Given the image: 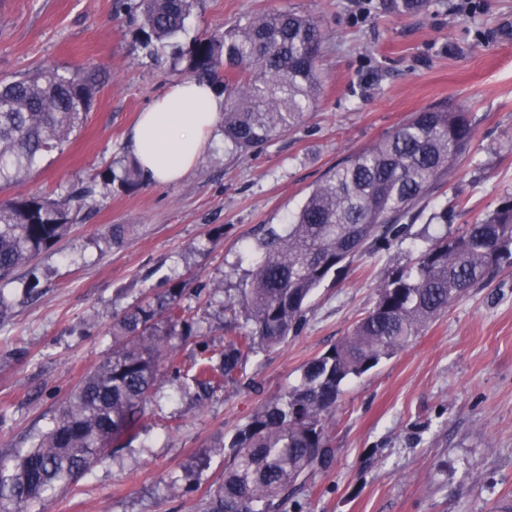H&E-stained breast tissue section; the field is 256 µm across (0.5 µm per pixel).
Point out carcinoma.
I'll return each instance as SVG.
<instances>
[{
	"label": "carcinoma",
	"instance_id": "1",
	"mask_svg": "<svg viewBox=\"0 0 512 512\" xmlns=\"http://www.w3.org/2000/svg\"><path fill=\"white\" fill-rule=\"evenodd\" d=\"M199 0H117L136 12L148 42L184 31ZM427 0H388L418 12ZM324 42L319 20L286 8L203 32L188 49L194 79L224 91V140L239 154L262 150L314 107ZM93 77L46 68L0 80V184L42 155L63 151L84 122ZM474 137L469 112L426 108L336 164L291 217L269 229L260 257L224 302V350L192 363L201 395L241 377L249 358L301 333L308 300L328 274L372 249L403 242ZM93 189L61 203L47 196L0 201V280L8 279L76 223ZM512 264V200L464 232L426 238L412 265L383 279L373 306L335 346L306 362L297 384L260 405L227 443L224 478L204 512H285L311 472L327 466L342 386L406 348L501 264ZM198 335L181 289L132 307L112 323V353L68 394L49 428L26 448L0 452V512H43L45 502L129 446L164 381L181 377L177 342Z\"/></svg>",
	"mask_w": 512,
	"mask_h": 512
}]
</instances>
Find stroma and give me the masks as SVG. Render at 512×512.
Masks as SVG:
<instances>
[{
	"label": "stroma",
	"mask_w": 512,
	"mask_h": 512,
	"mask_svg": "<svg viewBox=\"0 0 512 512\" xmlns=\"http://www.w3.org/2000/svg\"><path fill=\"white\" fill-rule=\"evenodd\" d=\"M113 0H0V79L45 67L93 73L94 105L63 151L42 156L0 200L92 186L83 219L0 282V451L45 429L69 392L112 351V322L170 288L214 349L224 300L252 270L265 230L288 216L346 155L444 102L467 109L468 152L429 200L411 238L355 259L314 292L301 334L250 357L244 379L206 398L163 385L138 439L46 503L44 512H203L224 476L214 443L296 382L372 307L380 281L412 262L424 234H453L512 198V0H431L401 14L382 0H200L184 32L146 44L139 17ZM284 7L322 19L316 109L254 155L216 131L179 182L129 190L138 115L193 68L203 31ZM129 232L112 243L113 225ZM38 284L26 294L30 279ZM335 454L298 494L308 512H489L512 496V265L451 306L413 342L344 386L331 431ZM179 489H170L171 479Z\"/></svg>",
	"instance_id": "stroma-1"
}]
</instances>
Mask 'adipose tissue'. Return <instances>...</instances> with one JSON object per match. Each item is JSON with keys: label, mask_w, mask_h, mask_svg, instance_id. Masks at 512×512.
Here are the masks:
<instances>
[{"label": "adipose tissue", "mask_w": 512, "mask_h": 512, "mask_svg": "<svg viewBox=\"0 0 512 512\" xmlns=\"http://www.w3.org/2000/svg\"><path fill=\"white\" fill-rule=\"evenodd\" d=\"M223 108V100L208 84L192 79L173 83L159 94L129 133L144 178L163 185L184 177L219 124Z\"/></svg>", "instance_id": "ef3b65f1"}]
</instances>
